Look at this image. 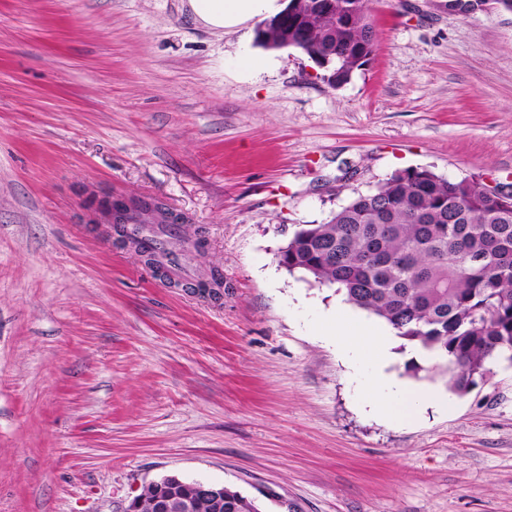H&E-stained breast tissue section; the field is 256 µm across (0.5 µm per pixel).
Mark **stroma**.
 <instances>
[{"instance_id":"1","label":"stroma","mask_w":512,"mask_h":512,"mask_svg":"<svg viewBox=\"0 0 512 512\" xmlns=\"http://www.w3.org/2000/svg\"><path fill=\"white\" fill-rule=\"evenodd\" d=\"M370 7L335 88L188 0H0V512H125L170 474L264 512H512V363L461 394L396 335L342 357L326 315L387 324L278 259L402 169L512 185V13ZM85 186L186 216L176 268L82 223ZM215 266L220 305L183 288ZM380 367L448 408L384 420Z\"/></svg>"}]
</instances>
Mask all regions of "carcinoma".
I'll list each match as a JSON object with an SVG mask.
<instances>
[{"label":"carcinoma","mask_w":512,"mask_h":512,"mask_svg":"<svg viewBox=\"0 0 512 512\" xmlns=\"http://www.w3.org/2000/svg\"><path fill=\"white\" fill-rule=\"evenodd\" d=\"M289 0L291 43L275 25L255 31L265 49L293 48L325 64L331 86L347 83L375 48L369 0ZM385 321L430 353L467 393L485 378L488 359L512 349V208L484 193L477 178L452 180L427 168L395 172L351 198L321 224L288 239L280 261ZM196 512H261L232 489L224 503Z\"/></svg>","instance_id":"obj_1"}]
</instances>
